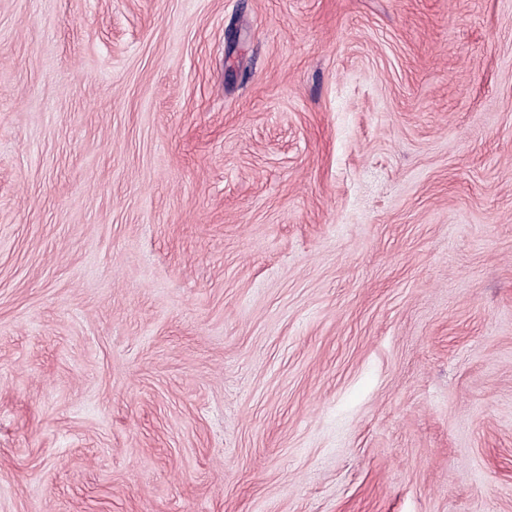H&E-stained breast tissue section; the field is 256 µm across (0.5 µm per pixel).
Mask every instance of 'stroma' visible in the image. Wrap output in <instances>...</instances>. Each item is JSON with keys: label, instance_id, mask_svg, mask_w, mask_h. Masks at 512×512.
Listing matches in <instances>:
<instances>
[{"label": "stroma", "instance_id": "obj_1", "mask_svg": "<svg viewBox=\"0 0 512 512\" xmlns=\"http://www.w3.org/2000/svg\"><path fill=\"white\" fill-rule=\"evenodd\" d=\"M0 512H512V0H0Z\"/></svg>", "mask_w": 512, "mask_h": 512}]
</instances>
